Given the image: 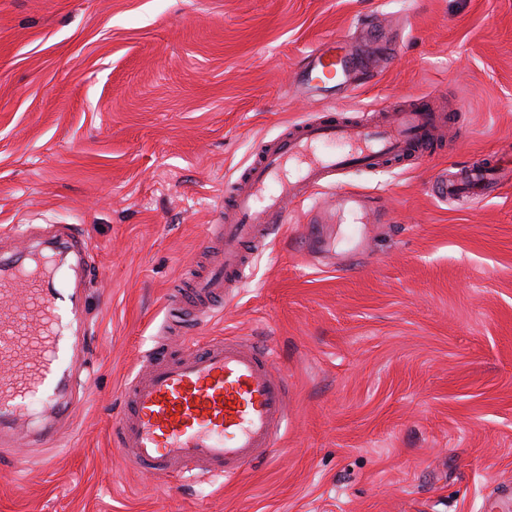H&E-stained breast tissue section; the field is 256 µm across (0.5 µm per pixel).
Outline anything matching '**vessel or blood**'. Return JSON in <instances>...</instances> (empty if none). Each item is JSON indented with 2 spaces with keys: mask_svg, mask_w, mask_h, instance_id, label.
<instances>
[{
  "mask_svg": "<svg viewBox=\"0 0 512 512\" xmlns=\"http://www.w3.org/2000/svg\"><path fill=\"white\" fill-rule=\"evenodd\" d=\"M371 78L361 54L330 39L309 49L298 72L300 88L320 93L347 83L351 73ZM447 125V113L427 98L371 121L302 122L274 146L257 153L224 197V217L210 238L218 265L178 292V314L168 332L198 333L199 321L248 277L244 246L268 243L288 221L287 203L310 199L336 185L337 172L426 157ZM25 297H18V288ZM70 294L51 264L0 261V444L15 437L33 403L55 404L80 337L68 335L83 320L67 308ZM262 341L221 338L171 355L155 345L144 371L123 386V413L113 434L136 470L155 475L200 470L230 477L269 456L288 418V379L274 370Z\"/></svg>",
  "mask_w": 512,
  "mask_h": 512,
  "instance_id": "1",
  "label": "vessel or blood"
}]
</instances>
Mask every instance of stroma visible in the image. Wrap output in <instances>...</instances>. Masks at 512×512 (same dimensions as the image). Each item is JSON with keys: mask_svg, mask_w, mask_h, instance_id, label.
Wrapping results in <instances>:
<instances>
[{"mask_svg": "<svg viewBox=\"0 0 512 512\" xmlns=\"http://www.w3.org/2000/svg\"><path fill=\"white\" fill-rule=\"evenodd\" d=\"M393 44L383 55L363 19ZM377 58L366 85L296 90L312 45ZM452 111L425 160L352 169L251 258L198 343L269 340L288 425L235 478L140 474L121 389L208 260L224 192L295 124ZM512 157V0H0V256L82 230L88 348L70 420L38 407L0 449V512H492L512 486V185L444 202L436 177ZM54 423L58 441L37 430Z\"/></svg>", "mask_w": 512, "mask_h": 512, "instance_id": "35a3bbf8", "label": "stroma"}]
</instances>
